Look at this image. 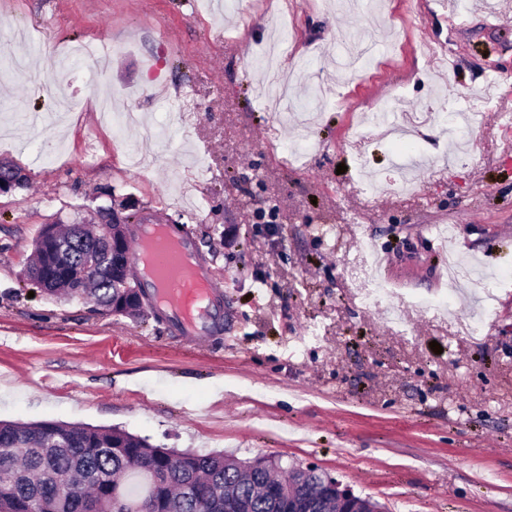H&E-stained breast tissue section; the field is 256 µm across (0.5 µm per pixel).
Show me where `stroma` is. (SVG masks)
<instances>
[{
	"label": "stroma",
	"mask_w": 512,
	"mask_h": 512,
	"mask_svg": "<svg viewBox=\"0 0 512 512\" xmlns=\"http://www.w3.org/2000/svg\"><path fill=\"white\" fill-rule=\"evenodd\" d=\"M508 5L0 0V158L27 176L0 194V420L278 456L385 512H512ZM91 39L108 65L61 62ZM426 112L406 136L362 120ZM107 204L190 226L222 336L189 348L35 291L40 230ZM449 224L481 282L447 287ZM368 248L407 334L359 299ZM482 287L498 302L470 338Z\"/></svg>",
	"instance_id": "35a3bbf8"
}]
</instances>
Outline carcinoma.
<instances>
[{
    "label": "carcinoma",
    "instance_id": "obj_1",
    "mask_svg": "<svg viewBox=\"0 0 512 512\" xmlns=\"http://www.w3.org/2000/svg\"><path fill=\"white\" fill-rule=\"evenodd\" d=\"M36 262L25 276L52 297L90 302L110 313L128 293L129 268L101 234L73 229L40 234ZM96 271H83L87 260ZM319 500L318 512H336L324 474L302 477L278 460H240L149 443L116 427L0 420V512H282L288 500Z\"/></svg>",
    "mask_w": 512,
    "mask_h": 512
}]
</instances>
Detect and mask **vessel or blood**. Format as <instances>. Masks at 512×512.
<instances>
[{
	"mask_svg": "<svg viewBox=\"0 0 512 512\" xmlns=\"http://www.w3.org/2000/svg\"><path fill=\"white\" fill-rule=\"evenodd\" d=\"M131 260L154 311L188 346L224 332V285L188 232L144 213L134 224Z\"/></svg>",
	"mask_w": 512,
	"mask_h": 512,
	"instance_id": "b4317fda",
	"label": "vessel or blood"
}]
</instances>
